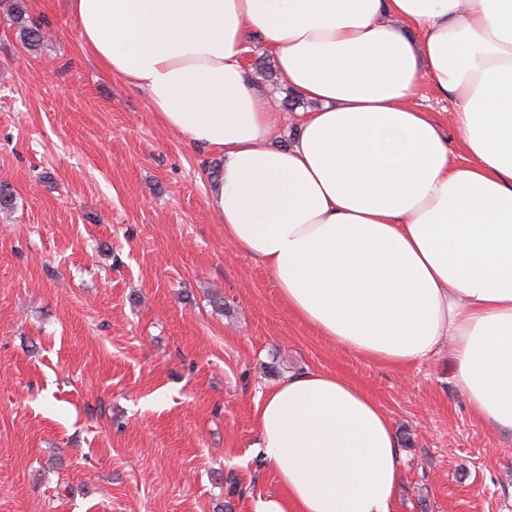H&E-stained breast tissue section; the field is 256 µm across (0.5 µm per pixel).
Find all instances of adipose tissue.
<instances>
[{"instance_id": "adipose-tissue-1", "label": "adipose tissue", "mask_w": 512, "mask_h": 512, "mask_svg": "<svg viewBox=\"0 0 512 512\" xmlns=\"http://www.w3.org/2000/svg\"><path fill=\"white\" fill-rule=\"evenodd\" d=\"M79 37L216 155L207 204L321 336L402 366L450 347L475 420L512 434V0H68ZM262 36L313 108L280 121L241 64ZM428 81L465 148L413 101ZM278 494L255 512H392L390 418L345 376L289 375L256 407Z\"/></svg>"}]
</instances>
